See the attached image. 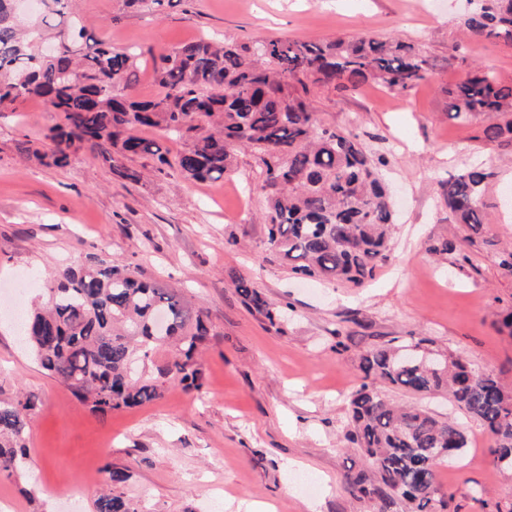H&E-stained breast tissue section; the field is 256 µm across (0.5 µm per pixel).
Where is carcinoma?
<instances>
[{"label":"carcinoma","mask_w":512,"mask_h":512,"mask_svg":"<svg viewBox=\"0 0 512 512\" xmlns=\"http://www.w3.org/2000/svg\"><path fill=\"white\" fill-rule=\"evenodd\" d=\"M40 15L23 27L14 0H0V112L38 98L62 116L50 130L47 165L69 164L86 148L112 175L138 181L128 166L150 158L152 172L175 169L187 181H217L235 155L248 150L262 176L261 219L272 254L293 261L291 273L337 280L359 288L391 258L397 217L380 167L357 136L323 127L308 100L313 90L375 83L407 95L425 80L430 62L400 40L339 37L322 43L279 38L221 44L209 36L182 42L152 56L153 77L164 93L136 96L140 54L89 41L71 19L73 0H42ZM459 18L470 38L512 41V0H467ZM448 112L489 119L484 139L512 136V87L477 67L447 90ZM142 127L181 143L169 156L162 143L138 135ZM494 173L473 163L444 182L448 209L471 235L480 233L483 193ZM248 304L269 320L276 315L260 295L242 289ZM208 316L174 288L143 277L135 266L91 258L58 273L47 304L26 315L22 336L40 367L61 379L76 399L100 413L159 399L166 386L201 392V351L210 336ZM432 341L391 339L361 352V382L350 396L352 429L365 469L351 476L352 494L371 495L377 512L404 502L408 512H443L450 498L437 468L467 446L456 419L440 420L417 406L396 407L377 383L415 395L446 391L453 405L490 437L494 463L512 448V392L469 363L434 352ZM35 401L0 402V471L16 470L26 456L24 435ZM95 512H137L111 490Z\"/></svg>","instance_id":"obj_1"}]
</instances>
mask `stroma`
Returning <instances> with one entry per match:
<instances>
[{
    "label": "stroma",
    "instance_id": "obj_1",
    "mask_svg": "<svg viewBox=\"0 0 512 512\" xmlns=\"http://www.w3.org/2000/svg\"><path fill=\"white\" fill-rule=\"evenodd\" d=\"M466 0H171L164 14L127 10L123 0H78L96 41L159 52L203 35L251 43L266 38L324 43L339 37L399 38L432 67L407 95L377 86L317 91L319 125L357 135L386 162L398 212L395 258L361 288L310 281L266 258L262 177L239 154L212 183L177 172L140 181L112 176L90 151L55 168L20 153L42 148L60 121L31 98L0 112V402L34 397L21 470L0 472V512H94L108 470L138 512H376L348 492L345 474L362 459L346 440L360 352L393 338H428L512 390V276L498 252L512 242V215L499 191L512 184V145L480 140L482 118L448 112L446 88L470 66L512 87V41L466 38ZM482 159L498 177L484 198V229L473 242L449 211L442 180ZM456 253L434 256L437 240ZM97 256L139 266L177 286L208 315L201 393L167 388L158 400L101 414L46 374L21 341L17 312L41 303L61 270ZM245 284L287 321L249 308ZM467 446L438 468L450 512H512V475L492 463L482 427L465 420ZM317 481L313 495L296 477Z\"/></svg>",
    "mask_w": 512,
    "mask_h": 512
}]
</instances>
